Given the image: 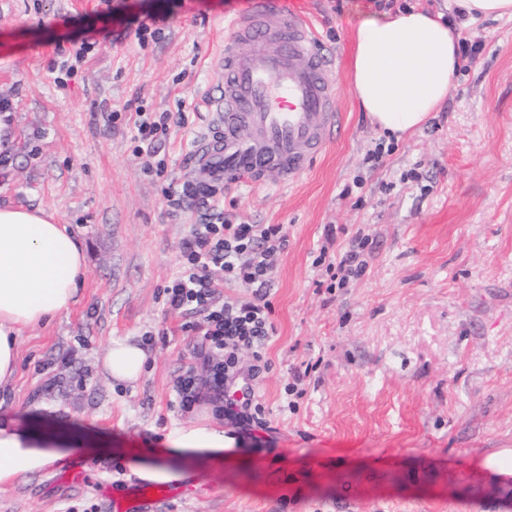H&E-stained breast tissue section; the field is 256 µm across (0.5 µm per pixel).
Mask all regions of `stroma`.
Here are the masks:
<instances>
[{
    "label": "stroma",
    "mask_w": 512,
    "mask_h": 512,
    "mask_svg": "<svg viewBox=\"0 0 512 512\" xmlns=\"http://www.w3.org/2000/svg\"><path fill=\"white\" fill-rule=\"evenodd\" d=\"M0 0V102L14 134L0 153V207L40 208L68 225L86 275L67 313L25 329L0 416L73 431L61 463L0 487V512H113L130 467L199 422L236 429L202 392L179 411L173 385L198 340L164 288L181 268L196 207L173 211L196 137L224 93V16L252 0ZM333 56L342 127L292 183L225 187L232 222L282 224L272 269L270 368L256 388L269 430L189 472L147 512H507L512 476L479 469L512 448V19L467 24L480 41L446 103L416 134L388 141L352 90L354 31L376 0H307ZM166 14L141 43L127 21ZM94 32L67 76L57 45ZM170 113L154 153L133 155L136 107ZM123 112L112 120V112ZM387 144L383 164L366 154ZM364 272L327 288L357 230ZM145 343L135 386L102 357Z\"/></svg>",
    "instance_id": "35a3bbf8"
}]
</instances>
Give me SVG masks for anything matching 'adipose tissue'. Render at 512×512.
I'll return each instance as SVG.
<instances>
[{
	"label": "adipose tissue",
	"mask_w": 512,
	"mask_h": 512,
	"mask_svg": "<svg viewBox=\"0 0 512 512\" xmlns=\"http://www.w3.org/2000/svg\"><path fill=\"white\" fill-rule=\"evenodd\" d=\"M460 23L409 6L386 20L360 24L354 34L353 90L372 124L394 139L419 130L453 89L462 65ZM83 247L66 225L42 209L0 207V384L17 370L18 338L31 326L69 311L84 281ZM143 348L113 339L102 363L112 379L127 385L140 378ZM72 433L34 434L0 425V486L57 460V447ZM231 436L208 425L179 427L156 458L132 465L147 482L180 483L201 460L223 459Z\"/></svg>",
	"instance_id": "obj_1"
}]
</instances>
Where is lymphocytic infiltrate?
<instances>
[{
  "mask_svg": "<svg viewBox=\"0 0 512 512\" xmlns=\"http://www.w3.org/2000/svg\"><path fill=\"white\" fill-rule=\"evenodd\" d=\"M196 200L203 211L182 243L184 264L164 293L170 309L185 316L184 330L196 333L204 344L206 373L201 376L194 368H187L174 388L184 411L198 402L202 391H211L223 400L225 416L250 435L266 427L263 408L254 403L249 392L269 368L265 346L273 332L268 300L270 267L272 259L285 250L288 239L279 224L232 223L218 204L198 200L190 187L169 197L177 211ZM227 285L248 289L250 299L221 301V289ZM243 349L251 355L246 368L238 358ZM231 388L246 390V397L227 398Z\"/></svg>",
  "mask_w": 512,
  "mask_h": 512,
  "instance_id": "lymphocytic-infiltrate-1",
  "label": "lymphocytic infiltrate"
}]
</instances>
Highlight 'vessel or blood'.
<instances>
[{"instance_id": "vessel-or-blood-1", "label": "vessel or blood", "mask_w": 512, "mask_h": 512, "mask_svg": "<svg viewBox=\"0 0 512 512\" xmlns=\"http://www.w3.org/2000/svg\"><path fill=\"white\" fill-rule=\"evenodd\" d=\"M224 28V95L194 144L191 184L219 193L242 180H295L326 148L337 120V81L315 48L305 0H253Z\"/></svg>"}]
</instances>
